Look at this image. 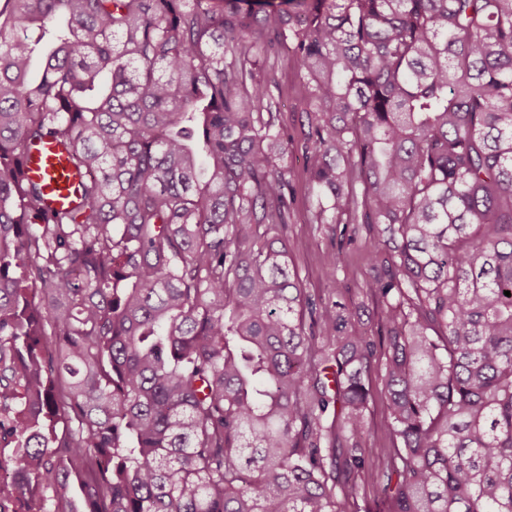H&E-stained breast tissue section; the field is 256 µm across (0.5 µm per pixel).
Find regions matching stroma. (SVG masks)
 Segmentation results:
<instances>
[{"label": "stroma", "instance_id": "1", "mask_svg": "<svg viewBox=\"0 0 512 512\" xmlns=\"http://www.w3.org/2000/svg\"><path fill=\"white\" fill-rule=\"evenodd\" d=\"M277 78L285 89L282 117L294 144L288 161L296 173L292 182L293 205L287 228L288 244L302 285L313 297L343 302L369 329H376L378 310L372 299L361 290L369 273L362 244L357 242L346 246L339 255L337 269H330L324 263L323 257L331 248L330 239L324 225L309 221L316 200L300 174V147L308 131V99L304 83L297 71L289 66L279 68ZM368 385L371 391L366 411L368 466L360 482L357 501L361 512H379L376 468L388 448L392 447L393 440L381 428L387 412L383 386L374 375L369 377Z\"/></svg>", "mask_w": 512, "mask_h": 512}]
</instances>
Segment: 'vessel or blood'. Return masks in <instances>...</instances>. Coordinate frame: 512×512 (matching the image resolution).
<instances>
[{
  "instance_id": "obj_1",
  "label": "vessel or blood",
  "mask_w": 512,
  "mask_h": 512,
  "mask_svg": "<svg viewBox=\"0 0 512 512\" xmlns=\"http://www.w3.org/2000/svg\"><path fill=\"white\" fill-rule=\"evenodd\" d=\"M26 176L45 187L46 202L57 210H67L77 201L81 175L69 159L65 147L48 139L32 148L24 163Z\"/></svg>"
}]
</instances>
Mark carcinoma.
Wrapping results in <instances>:
<instances>
[{
    "instance_id": "cac0c4a2",
    "label": "carcinoma",
    "mask_w": 512,
    "mask_h": 512,
    "mask_svg": "<svg viewBox=\"0 0 512 512\" xmlns=\"http://www.w3.org/2000/svg\"><path fill=\"white\" fill-rule=\"evenodd\" d=\"M278 62L376 336L293 266ZM506 291L512 0H0V508L358 512L377 370L385 512H512ZM277 78L285 89L282 117L288 127V136L293 145L299 147L303 144L308 132V121L305 110L308 108V99L302 78L297 71L288 67H276ZM25 175L45 187L46 203L67 210L77 201L81 174L69 159L65 147L49 138L32 148L24 163Z\"/></svg>"
}]
</instances>
